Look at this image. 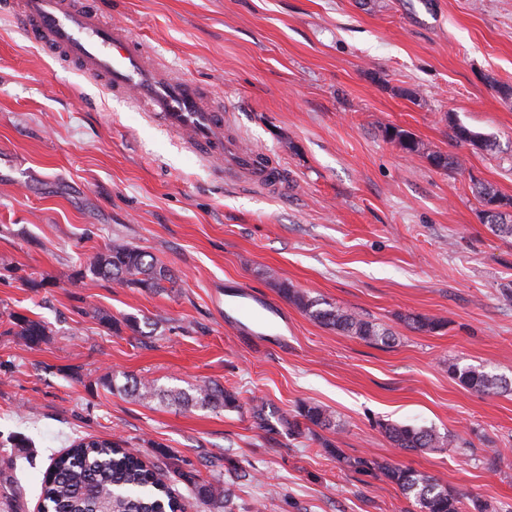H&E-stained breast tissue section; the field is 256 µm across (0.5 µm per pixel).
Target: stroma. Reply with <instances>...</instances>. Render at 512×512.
Instances as JSON below:
<instances>
[{"label": "stroma", "instance_id": "35a3bbf8", "mask_svg": "<svg viewBox=\"0 0 512 512\" xmlns=\"http://www.w3.org/2000/svg\"><path fill=\"white\" fill-rule=\"evenodd\" d=\"M161 63L223 105L240 145L287 176L281 195L232 187L142 109L33 44L0 12V512H38L52 457L88 436L147 462L231 484V512H408L400 489L354 458L427 472L512 512V238L491 232L472 180L512 197V0H96ZM461 124L489 152L452 136ZM397 126L459 157L440 170L390 141ZM167 264L148 293L80 276L114 240ZM391 329L371 345L279 293ZM277 304L283 331L225 323L215 291ZM49 322L31 349L8 314ZM408 315L440 318L417 331ZM157 319L151 335L127 319ZM121 331H114L113 323ZM452 362L501 376L486 396ZM172 390L210 380L237 410L138 402L108 373ZM334 413L332 457L287 420ZM263 406L268 425L254 418ZM434 428L468 448L400 452L381 422ZM27 439L24 449L15 439ZM297 415L306 420L311 426L317 428L333 430L334 432L339 428L334 415L317 404H301L298 407ZM297 415L294 417H297Z\"/></svg>", "mask_w": 512, "mask_h": 512}]
</instances>
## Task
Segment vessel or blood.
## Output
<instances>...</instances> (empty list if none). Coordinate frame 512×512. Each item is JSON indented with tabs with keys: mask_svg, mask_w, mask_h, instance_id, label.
Listing matches in <instances>:
<instances>
[{
	"mask_svg": "<svg viewBox=\"0 0 512 512\" xmlns=\"http://www.w3.org/2000/svg\"><path fill=\"white\" fill-rule=\"evenodd\" d=\"M17 25L56 59L86 74L112 95L132 100L202 159L218 163L231 184L281 193L282 169L224 132V114L196 82L151 63L122 25L105 21L78 0H22ZM248 331L272 303L244 289L229 304Z\"/></svg>",
	"mask_w": 512,
	"mask_h": 512,
	"instance_id": "obj_1",
	"label": "vessel or blood"
}]
</instances>
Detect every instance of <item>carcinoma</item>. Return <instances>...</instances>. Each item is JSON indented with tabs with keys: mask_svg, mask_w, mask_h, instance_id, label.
I'll use <instances>...</instances> for the list:
<instances>
[{
	"mask_svg": "<svg viewBox=\"0 0 512 512\" xmlns=\"http://www.w3.org/2000/svg\"><path fill=\"white\" fill-rule=\"evenodd\" d=\"M454 137L469 142L487 151L494 142L472 133L468 128L452 125ZM386 137L410 153L424 156L437 169H453L460 166L457 159L437 151H427L411 133L398 127L386 130ZM471 191L485 206L482 211L484 223L500 236L512 237V224L503 221L504 210L512 209V197L499 194L491 185L480 180L472 181ZM81 277L92 282L108 280L121 286L139 288L145 292L158 293L165 289L164 283L175 278L172 269L164 262L124 241H114L101 252L86 258ZM282 296L296 304L309 317L320 324L358 338L371 345H387L394 341L392 331L373 323L360 314L331 303L322 304L317 299L301 293L286 281L279 283ZM408 326L426 332L444 327L434 317L409 315ZM10 328L5 333L21 337L35 348L52 335V329L41 319H30L14 313L8 315ZM448 375L465 388L481 394H494L507 388V382L495 375L481 371L471 365L448 363ZM125 382L117 383V375L103 379V384L121 395L137 401L161 399L172 405L189 404L213 409L239 408L236 393L209 381L193 386V393L175 392L161 388L156 380L124 376ZM297 415L310 425L336 431L334 415L317 404H302ZM381 428L393 447L400 451L418 452L443 448L452 440L431 428L410 424L383 423ZM104 441L82 438L73 442L66 452L52 460L42 480V505L46 512H155L156 501L162 499L170 512L181 508L171 486L165 482L167 474H178L193 486L195 498L213 512L228 509L230 492L224 481L198 480L194 475L182 471L177 464L165 468L149 467L138 455L130 452L119 442H112V449L105 451ZM353 466L360 472L380 473L397 485L407 499L413 501L416 512H463L466 495L448 491L438 478L412 468L396 467L376 459H359Z\"/></svg>",
	"mask_w": 512,
	"mask_h": 512,
	"instance_id": "cac0c4a2",
	"label": "carcinoma"
}]
</instances>
